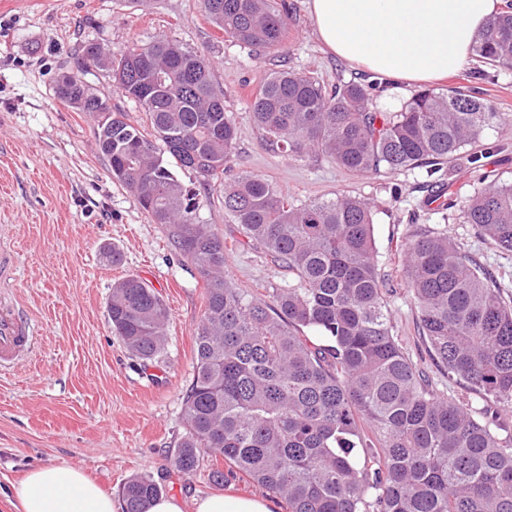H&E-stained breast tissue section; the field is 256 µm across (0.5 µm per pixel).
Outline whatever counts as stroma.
<instances>
[{
	"instance_id": "stroma-1",
	"label": "stroma",
	"mask_w": 512,
	"mask_h": 512,
	"mask_svg": "<svg viewBox=\"0 0 512 512\" xmlns=\"http://www.w3.org/2000/svg\"><path fill=\"white\" fill-rule=\"evenodd\" d=\"M287 2L282 46L264 51L218 29L200 0H0V245L14 260L13 277L0 280V296L20 303L40 333L35 353L0 373V512H15L13 483L50 460L83 469L112 492L132 476H150L182 500L185 512L211 494H266L219 455L201 454L189 476L172 465L186 432L182 398L195 374V329L206 290L164 226L113 179L95 146L98 115L74 110L55 93L59 74L73 73L132 121L147 124L146 112L122 96L108 73L82 68L88 41L116 52L164 35L204 55L238 130L234 172L262 176L298 202L339 195L370 202L394 336L440 395L468 400L477 419H496L512 430L511 409L472 393L432 359L403 274L404 245L415 223L447 230L511 298L512 252L477 236L471 225L433 214L421 171L351 172L321 153L292 159L263 141L251 105L272 72L290 68L329 86L367 80L318 42L307 0ZM460 85L481 88L499 112L474 149L498 182L512 183V69L472 59L434 88ZM197 219L228 241L224 270L237 287L260 295L287 280L266 252L234 248L242 231L225 216L216 190L201 191ZM105 244L121 252V264L103 259ZM128 276L146 281L168 307L165 352L152 362L135 356L108 318L112 287ZM217 469L224 473L220 485L211 479Z\"/></svg>"
}]
</instances>
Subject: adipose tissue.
<instances>
[{
	"mask_svg": "<svg viewBox=\"0 0 512 512\" xmlns=\"http://www.w3.org/2000/svg\"><path fill=\"white\" fill-rule=\"evenodd\" d=\"M501 0H308L317 39L337 58L392 83L422 86L459 71ZM17 512H114L85 471L49 462L13 487ZM269 500L212 494L196 512H272Z\"/></svg>",
	"mask_w": 512,
	"mask_h": 512,
	"instance_id": "ef3b65f1",
	"label": "adipose tissue"
}]
</instances>
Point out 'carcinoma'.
<instances>
[{"label":"carcinoma","mask_w":512,"mask_h":512,"mask_svg":"<svg viewBox=\"0 0 512 512\" xmlns=\"http://www.w3.org/2000/svg\"><path fill=\"white\" fill-rule=\"evenodd\" d=\"M216 27L257 49L281 46L289 6L275 0H201ZM474 56L512 69V8L477 37ZM112 62L121 94L149 124L111 113L94 132L112 178L162 224L205 282L196 328V367L183 396L186 434L173 455L190 475L212 452L288 504V512H512V436L478 420L468 404L437 395L392 334L378 270L371 206L356 197L296 202L267 179H226L237 127L224 111L213 64L165 36L116 53L82 46V63ZM375 83H338L283 69L252 104L263 140L288 157L321 152L353 171L422 168L445 188L448 161L478 142L499 113L473 87L415 92L400 111L370 108ZM57 96L93 112L97 95L61 74ZM175 158L200 184L219 186L224 212L241 226L240 246H260L293 280L269 299L224 272V239L198 223L197 194L161 157ZM485 186L437 208L462 211L476 233L512 252V184ZM405 279L419 329L448 375L512 405V302L496 279L448 235L415 224ZM113 331L138 358L164 350L168 311L138 277L112 288ZM312 330L320 344L304 331ZM134 476L120 489L122 512H148L162 495Z\"/></svg>","instance_id":"obj_1"}]
</instances>
